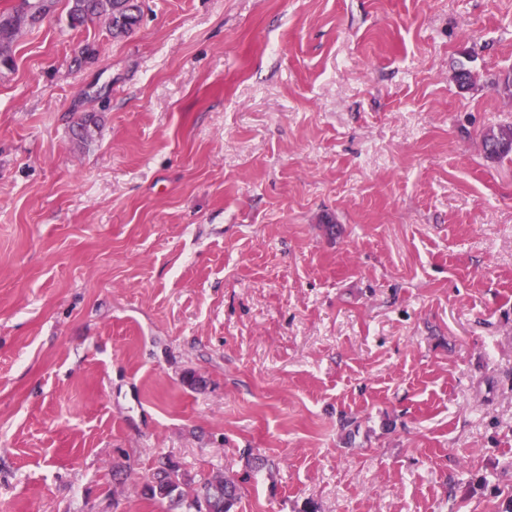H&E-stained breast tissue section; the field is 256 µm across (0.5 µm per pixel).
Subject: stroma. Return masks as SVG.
<instances>
[{"label": "stroma", "mask_w": 512, "mask_h": 512, "mask_svg": "<svg viewBox=\"0 0 512 512\" xmlns=\"http://www.w3.org/2000/svg\"><path fill=\"white\" fill-rule=\"evenodd\" d=\"M139 5L0 62V512H512V0ZM497 129L501 132L499 136L491 134ZM487 130L482 137V147L487 158L496 160L504 159L512 155V128L509 126ZM143 485V495L151 500H166L170 507H176L185 501L186 490L191 481L185 480L176 465L163 463ZM226 477V480L224 479ZM222 480L213 477L204 479L197 488L193 489V498L188 504L196 512H234L233 508L239 502L247 477H236L224 474Z\"/></svg>", "instance_id": "stroma-1"}]
</instances>
